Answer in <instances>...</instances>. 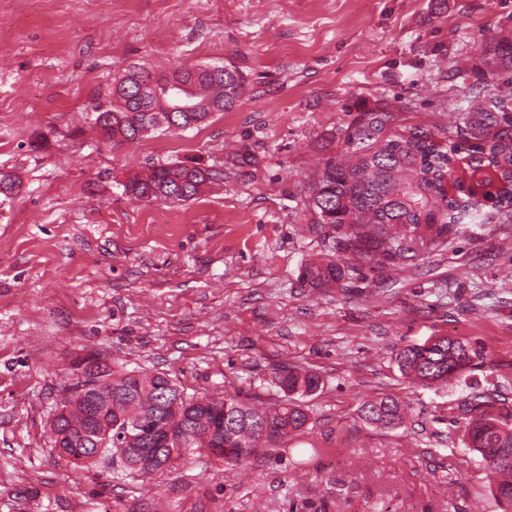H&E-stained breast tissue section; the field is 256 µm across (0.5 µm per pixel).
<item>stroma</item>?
<instances>
[{
    "instance_id": "obj_1",
    "label": "stroma",
    "mask_w": 512,
    "mask_h": 512,
    "mask_svg": "<svg viewBox=\"0 0 512 512\" xmlns=\"http://www.w3.org/2000/svg\"><path fill=\"white\" fill-rule=\"evenodd\" d=\"M512 0H0V512H502L461 442L472 397L512 410V222L488 210L445 247L381 266L336 256L305 186L361 111L445 127L482 101ZM230 65L235 108L180 134L104 139L92 124L132 65ZM223 171L197 199L148 203L128 177L156 163ZM479 352L461 381L401 375L406 346ZM162 372L187 393L283 400L278 369L316 373L303 432L229 464L208 451L145 479L81 469L49 422L78 364ZM406 404L395 429L364 401ZM345 265L339 255L332 259L312 261L303 269V279L314 288H332L338 286L345 276Z\"/></svg>"
}]
</instances>
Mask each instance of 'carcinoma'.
I'll return each instance as SVG.
<instances>
[{"instance_id":"1","label":"carcinoma","mask_w":512,"mask_h":512,"mask_svg":"<svg viewBox=\"0 0 512 512\" xmlns=\"http://www.w3.org/2000/svg\"><path fill=\"white\" fill-rule=\"evenodd\" d=\"M152 79L137 66L129 67L113 82L110 104L98 110L95 125L107 140L134 142L162 126L171 129V118L182 129L194 128L214 112H227L240 101L244 90L241 73L224 65L212 74L207 67L179 69L155 79L157 86L178 82L190 87L187 96L195 112L152 111L153 90L140 93L136 77ZM512 93L497 91L469 112L461 122L436 133L421 126L396 129L398 112L388 104L361 112L341 132L339 153L324 159L323 166L306 186L309 207L317 223L329 224L339 234V249L370 262L395 264L414 260L428 248L448 243L460 232L463 220H475L490 201L497 215L512 220V114L505 108ZM224 172L181 163L153 165L135 174L124 185L125 193L147 202L181 203L195 199ZM19 178L0 170V202L18 194ZM345 276L341 258L312 261L303 279L314 288H331ZM478 352L447 336L433 337L422 345H408L398 355L401 373L422 385L448 383L462 376ZM112 377V403L92 414L78 397L61 402L49 424L58 455L83 449V466L117 465L120 472L139 476L156 473L139 465L135 449L153 427L159 431L189 429L178 447L161 451L166 462L208 447L207 432L224 442L225 460L240 463L255 450L303 431L308 414L301 398L315 394L321 385L315 373L288 368L275 375L284 400L273 407H257L239 396L188 395L176 391L180 402H158V388L170 382L163 373L137 372ZM480 411L464 432L465 446L480 456L495 478L493 493L512 509V414L492 413L491 404H476ZM406 405L386 395L363 403L361 417L383 428H397ZM268 420L273 433L261 441L257 425Z\"/></svg>"}]
</instances>
